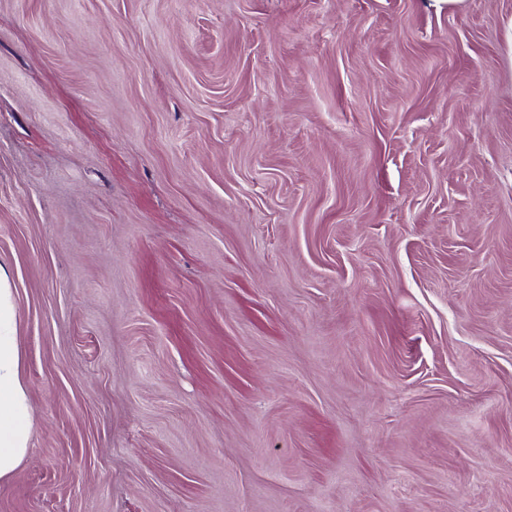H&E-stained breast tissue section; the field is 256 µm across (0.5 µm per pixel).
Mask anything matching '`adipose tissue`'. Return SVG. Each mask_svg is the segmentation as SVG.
Instances as JSON below:
<instances>
[{
	"label": "adipose tissue",
	"mask_w": 512,
	"mask_h": 512,
	"mask_svg": "<svg viewBox=\"0 0 512 512\" xmlns=\"http://www.w3.org/2000/svg\"><path fill=\"white\" fill-rule=\"evenodd\" d=\"M32 426L12 275L0 264V482L10 479L28 457Z\"/></svg>",
	"instance_id": "1"
}]
</instances>
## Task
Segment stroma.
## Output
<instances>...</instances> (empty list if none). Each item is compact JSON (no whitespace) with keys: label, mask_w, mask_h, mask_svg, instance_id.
<instances>
[{"label":"stroma","mask_w":512,"mask_h":512,"mask_svg":"<svg viewBox=\"0 0 512 512\" xmlns=\"http://www.w3.org/2000/svg\"><path fill=\"white\" fill-rule=\"evenodd\" d=\"M512 0H0V512H512ZM10 269L0 263V482L29 455L33 408L23 374Z\"/></svg>","instance_id":"1"}]
</instances>
